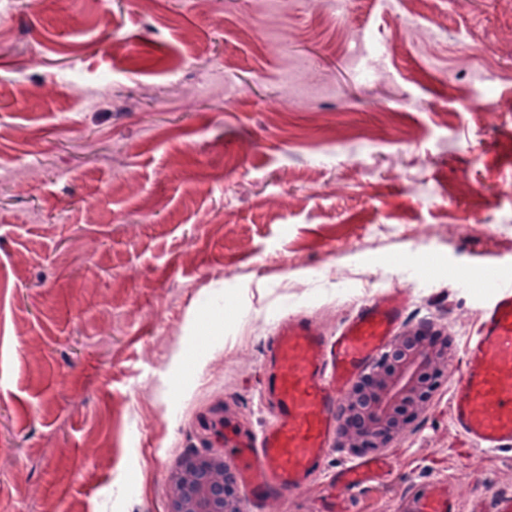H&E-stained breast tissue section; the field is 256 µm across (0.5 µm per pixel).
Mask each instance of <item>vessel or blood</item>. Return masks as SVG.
<instances>
[{
  "mask_svg": "<svg viewBox=\"0 0 512 512\" xmlns=\"http://www.w3.org/2000/svg\"><path fill=\"white\" fill-rule=\"evenodd\" d=\"M489 286L469 337L464 374L449 389L451 427L462 441L494 452H512V282L485 266ZM408 298L396 289L363 304L336 333L302 317H287L266 344L261 386L273 407L260 437L240 434L227 442L242 485L257 512L288 493L320 481L325 497L346 501L384 486L390 460L351 462L336 472L323 467L347 384L389 345L403 323ZM409 512H459L455 482L438 477L408 489ZM471 512H512V492L475 497Z\"/></svg>",
  "mask_w": 512,
  "mask_h": 512,
  "instance_id": "obj_1",
  "label": "vessel or blood"
}]
</instances>
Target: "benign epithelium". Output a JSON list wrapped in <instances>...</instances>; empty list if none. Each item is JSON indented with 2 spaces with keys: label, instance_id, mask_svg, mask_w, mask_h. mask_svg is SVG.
<instances>
[{
  "label": "benign epithelium",
  "instance_id": "obj_1",
  "mask_svg": "<svg viewBox=\"0 0 512 512\" xmlns=\"http://www.w3.org/2000/svg\"><path fill=\"white\" fill-rule=\"evenodd\" d=\"M448 342L431 328L400 334L353 384L340 406L343 448H384L414 423L438 387ZM167 512H243L224 456L195 453L169 475Z\"/></svg>",
  "mask_w": 512,
  "mask_h": 512
}]
</instances>
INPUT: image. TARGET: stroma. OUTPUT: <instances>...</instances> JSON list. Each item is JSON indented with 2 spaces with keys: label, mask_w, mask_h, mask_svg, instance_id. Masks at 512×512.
Here are the masks:
<instances>
[{
  "label": "stroma",
  "mask_w": 512,
  "mask_h": 512,
  "mask_svg": "<svg viewBox=\"0 0 512 512\" xmlns=\"http://www.w3.org/2000/svg\"><path fill=\"white\" fill-rule=\"evenodd\" d=\"M255 8L0 0V512H166L177 462L223 453L214 420H270L282 318L331 332L400 288L449 373L357 512L438 476L484 494L512 462L448 414L476 276L512 278V5ZM283 31L300 106L278 102Z\"/></svg>",
  "instance_id": "stroma-1"
}]
</instances>
